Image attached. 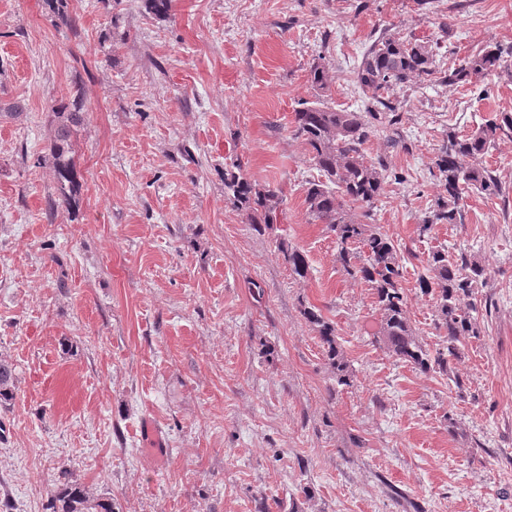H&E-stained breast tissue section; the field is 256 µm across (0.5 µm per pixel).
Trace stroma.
I'll use <instances>...</instances> for the list:
<instances>
[{
    "mask_svg": "<svg viewBox=\"0 0 512 512\" xmlns=\"http://www.w3.org/2000/svg\"><path fill=\"white\" fill-rule=\"evenodd\" d=\"M70 17L0 0V105L20 108L0 114V357L18 386L0 407V502L50 512L68 468L115 512H512V139L481 159L508 199L466 194L464 223L419 234L443 192L434 157L448 129L512 113V81L394 91L401 142L364 146L389 172L371 221L400 248L428 348L439 332L418 278L431 247L485 269L481 333L450 377L378 342L373 288L306 213L319 172L292 135L314 59L335 77L329 105L352 110L351 72L382 33L438 45L444 70L512 45V0H173L161 19L144 0H74ZM77 86L80 190L67 206L52 107ZM235 161L282 188L277 224L227 203ZM310 306L335 325L352 386L337 385Z\"/></svg>",
    "mask_w": 512,
    "mask_h": 512,
    "instance_id": "1",
    "label": "stroma"
}]
</instances>
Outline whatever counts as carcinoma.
<instances>
[{
  "instance_id": "obj_1",
  "label": "carcinoma",
  "mask_w": 512,
  "mask_h": 512,
  "mask_svg": "<svg viewBox=\"0 0 512 512\" xmlns=\"http://www.w3.org/2000/svg\"><path fill=\"white\" fill-rule=\"evenodd\" d=\"M510 56L512 49L490 44L448 69L441 82L464 84L474 77L491 75L512 80ZM435 71L434 50L410 36L383 34L355 67V82L370 103L367 111L357 112L330 107L321 99L329 91L332 79L325 64L314 62L309 67L308 81L317 98L301 103L296 110L293 136L306 145L320 172V179L308 182L307 214L334 235L337 258L346 274L371 284L381 315L378 335L384 348L396 360L424 373L448 375L453 362L462 358L463 340L480 335L478 310L465 300L483 284L482 265L466 251L461 250L450 259L448 248L443 245L430 250L427 274L420 276L419 287L423 294L433 296L437 325L444 330L432 353L407 317L398 244L382 225L366 224L351 213L354 205L372 209L382 191L385 166L366 161L364 145L371 135L384 134L398 123V106L391 99V92L420 83ZM81 100V90L77 89L70 102L52 107L57 126L50 153L55 161L58 200L64 204L71 201L79 186L71 153L72 135L83 122ZM503 136L512 137L511 112L500 113L466 135L448 131L434 160L446 194L435 200L422 219L420 234H427L435 224L464 223L463 193L468 189L488 197L503 194L495 171L478 162ZM239 169L240 164L234 163L224 172L226 199L248 212L252 224L269 227L277 223L282 189L256 184ZM278 249L293 273L305 277L308 264L304 255L283 241ZM303 316L317 328L326 345L336 384L350 385L353 373L337 345L336 327L313 308L304 309ZM15 393L13 366L0 358V406H8ZM54 499L59 503L54 512H114L112 498L92 496L72 478L54 491Z\"/></svg>"
}]
</instances>
